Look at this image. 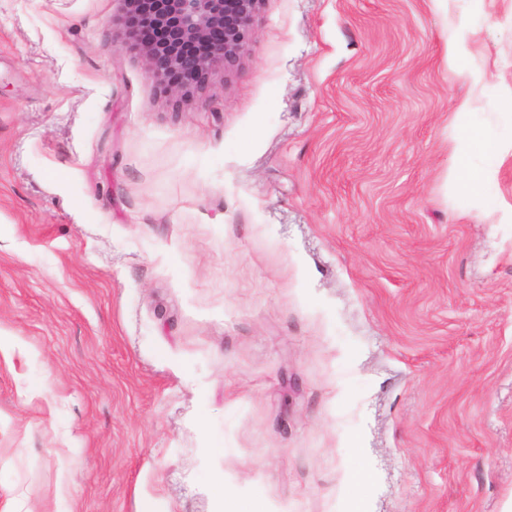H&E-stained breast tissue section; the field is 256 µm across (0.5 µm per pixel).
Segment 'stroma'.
<instances>
[{
	"label": "stroma",
	"mask_w": 512,
	"mask_h": 512,
	"mask_svg": "<svg viewBox=\"0 0 512 512\" xmlns=\"http://www.w3.org/2000/svg\"><path fill=\"white\" fill-rule=\"evenodd\" d=\"M121 14L0 0V512H507L512 0H265L179 100ZM455 149L458 156L461 158H467L472 153L478 151L491 152L487 140H484L474 131L457 136Z\"/></svg>",
	"instance_id": "obj_1"
}]
</instances>
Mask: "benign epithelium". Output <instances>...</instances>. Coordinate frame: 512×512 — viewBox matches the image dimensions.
<instances>
[{"instance_id": "obj_1", "label": "benign epithelium", "mask_w": 512, "mask_h": 512, "mask_svg": "<svg viewBox=\"0 0 512 512\" xmlns=\"http://www.w3.org/2000/svg\"><path fill=\"white\" fill-rule=\"evenodd\" d=\"M125 45L145 59L148 77L182 96L221 66L239 64L264 0H123Z\"/></svg>"}]
</instances>
